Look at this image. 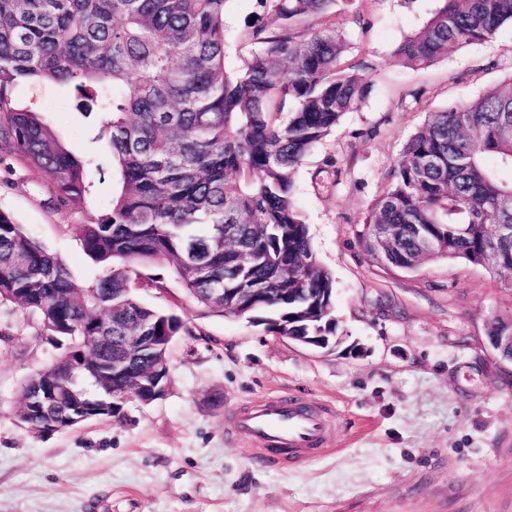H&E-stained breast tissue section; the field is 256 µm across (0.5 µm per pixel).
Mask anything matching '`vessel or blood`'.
Segmentation results:
<instances>
[{
    "instance_id": "b4317fda",
    "label": "vessel or blood",
    "mask_w": 512,
    "mask_h": 512,
    "mask_svg": "<svg viewBox=\"0 0 512 512\" xmlns=\"http://www.w3.org/2000/svg\"><path fill=\"white\" fill-rule=\"evenodd\" d=\"M232 430L249 437L257 449L283 448L306 458L328 443L329 418L321 406L272 398L263 405L239 410Z\"/></svg>"
}]
</instances>
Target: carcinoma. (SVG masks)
<instances>
[{
  "label": "carcinoma",
  "instance_id": "obj_1",
  "mask_svg": "<svg viewBox=\"0 0 512 512\" xmlns=\"http://www.w3.org/2000/svg\"><path fill=\"white\" fill-rule=\"evenodd\" d=\"M226 0H0V144L54 180L58 204L86 192L87 161L59 141L40 113L17 109L9 87L33 78L74 85L79 107L99 114L121 180L112 207L73 224L102 269L90 282L0 211V306L9 305L66 347L57 396L37 432L76 426L71 403L91 418L121 420L112 406V350L119 324L154 337L136 361L150 370L184 320L145 305L165 291L142 270L165 265L203 316L231 317L226 288H265L269 333L336 341L332 273L313 251L295 201L293 174L315 145L364 100L368 61L322 22L336 0H271L253 49L225 68ZM394 55L429 66L462 47L492 41L512 24V0H439ZM381 264L418 268L440 257L512 272V238L488 251V225H512V78L479 97L430 112L407 140L365 221ZM230 245L224 246V239Z\"/></svg>",
  "mask_w": 512,
  "mask_h": 512
}]
</instances>
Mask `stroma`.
Masks as SVG:
<instances>
[{
	"mask_svg": "<svg viewBox=\"0 0 512 512\" xmlns=\"http://www.w3.org/2000/svg\"><path fill=\"white\" fill-rule=\"evenodd\" d=\"M436 0H338L350 60L373 69L359 111L345 114L294 173L296 202L336 285L340 342L311 349L244 319L199 318L174 279L142 299L185 321L170 349L164 397L129 401L125 419L36 433L18 419L21 386L62 351L0 310V512H512V361L487 339L512 316V274L437 259L414 272L382 266L358 232L408 138L428 113L512 75V26L487 43L449 49L415 70L393 57ZM362 23L352 26V11ZM227 68L270 20L264 0H227ZM15 107L39 112L88 159L86 191L61 208L53 180L0 150V211L90 281L100 274L73 224L111 205L117 174L71 85L27 80ZM327 406L333 432L319 457L257 462L225 435L229 414L273 395Z\"/></svg>",
	"mask_w": 512,
	"mask_h": 512,
	"instance_id": "stroma-1",
	"label": "stroma"
}]
</instances>
